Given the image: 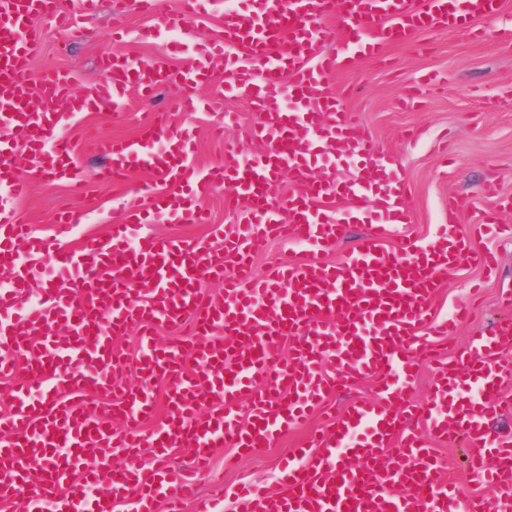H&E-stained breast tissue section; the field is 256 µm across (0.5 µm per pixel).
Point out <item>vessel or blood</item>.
Segmentation results:
<instances>
[{
    "mask_svg": "<svg viewBox=\"0 0 512 512\" xmlns=\"http://www.w3.org/2000/svg\"><path fill=\"white\" fill-rule=\"evenodd\" d=\"M501 0H246L225 10L215 53L224 57L227 93L244 98L259 120L250 137L260 150L239 157L228 150L205 169L189 160L187 132L171 113L189 99L169 98L150 113L136 137H93L88 152L105 157L100 182L118 185L141 171L162 183L148 199L127 203L123 223L105 239L77 249L34 241L18 212L33 180H65L74 194L86 189L66 129L75 114L120 113L129 91L150 96L176 83L213 81L202 56L179 70L163 61L113 57L109 85L71 94L72 78L34 71L42 34L34 16L70 18L64 0H0V377L13 382V411L0 427V501L17 512H213L223 491L197 495L184 476L167 477L173 449L193 451L206 469L216 449L247 452L270 446L304 421L340 386L364 377L376 381L373 399L351 403L309 435L281 465V492L248 485L236 492V512H512V437L490 431L489 418L512 411L502 385L512 364V318L490 335L473 338L461 357L440 359L436 395L412 405L404 391L428 335L445 336L468 320L458 307L433 320L438 289L460 263L493 273L489 252L443 229L429 244L401 235L407 220V183L388 154L364 130L357 113L326 84L348 61L384 60L387 47L410 32L467 30L484 37ZM137 13L159 26L188 28L199 0H182L175 15L158 12V0H132ZM341 47L328 51L333 41ZM352 160L345 181L317 171L327 152ZM26 159L27 172L17 162ZM295 186L280 196V173ZM246 201L239 224H211L200 207L213 187ZM173 215L183 224H211L212 238H139L129 246L131 224ZM369 232L344 260L329 263L347 225ZM398 237L400 251L383 250ZM307 246L301 262H272L255 277V256L275 239ZM55 265L89 267L78 289H45L36 309L14 314V299L29 286L44 253ZM203 279L224 283V300L202 292ZM181 328L186 340L159 345L161 324ZM68 334L58 337L56 328ZM138 331L141 386L124 388L127 360L117 339ZM289 340L281 359L278 344ZM336 348V368L325 372L321 355ZM28 355L17 366L16 355ZM166 379L167 415L151 430L156 402L150 386ZM252 397L241 421L243 397ZM453 438L477 450L473 472L490 496L464 495L451 483L429 438ZM394 456H387L389 447Z\"/></svg>",
    "mask_w": 512,
    "mask_h": 512,
    "instance_id": "obj_1",
    "label": "vessel or blood"
}]
</instances>
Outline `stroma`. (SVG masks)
<instances>
[{
    "mask_svg": "<svg viewBox=\"0 0 512 512\" xmlns=\"http://www.w3.org/2000/svg\"><path fill=\"white\" fill-rule=\"evenodd\" d=\"M73 21L83 32L73 38L48 17L36 18L42 32L43 50L34 60V70L56 68L70 72L72 88L80 92L102 84V58L116 54L139 60L162 59L179 67L188 60L181 39L173 33L157 34L152 18L127 11L113 19L110 0H98L84 11L78 0H70ZM122 25L121 37H114V25ZM486 36L476 42L464 33L426 31L412 42L389 47L388 64L358 60L337 72L331 89L345 92L347 107L357 112L365 130L381 151L394 161L397 173L411 189L409 217L404 232L418 243H427L448 221V197L467 194L471 209L457 218L461 234L474 245L494 252L499 276L485 279L468 265H460L439 289L432 313L445 318L461 302L478 301L475 314L441 345L450 354L464 353L473 336L490 332L497 322L512 315V301L503 295L512 291V234L483 235L478 220L493 204L481 193L482 186L498 181L501 198H512V0H502L497 17L484 24ZM429 72L446 76V83L419 88L420 78ZM203 99L198 110L176 115V122L192 138V160L200 167L218 162L225 144L238 145L244 155L258 152L246 132L258 117L246 102L225 94L220 84L193 87ZM174 86L158 88L152 99L131 95L121 117L111 112H82L71 122L75 158L82 166L87 188L84 196L72 198L66 183L50 178L35 180L19 212L34 236L51 246L78 247L82 240L107 236L111 225L120 223L129 197L156 189L148 175L135 173L122 184L98 182L101 162L84 151L86 135L132 137L147 113L160 111L166 100L177 95ZM71 202L80 221L68 233H61L55 214L61 203ZM210 221L180 224L165 218L141 224L130 231L131 238L152 235L207 239L215 224H232L244 213V203L226 197L223 187H215L201 202ZM373 381L363 380L330 395L318 417L308 425L288 430L271 446L238 456L232 449H219L208 471H192V451L176 449L171 465L191 470L198 492H206L213 480L224 482V500L214 512H236L235 491L240 484L279 486L281 457L305 437L308 429L322 426L324 418L343 410L356 399L372 398ZM435 450L445 463L446 476L463 492L478 490L477 479L469 471L470 447L462 442L436 443Z\"/></svg>",
    "mask_w": 512,
    "mask_h": 512,
    "instance_id": "35a3bbf8",
    "label": "stroma"
}]
</instances>
